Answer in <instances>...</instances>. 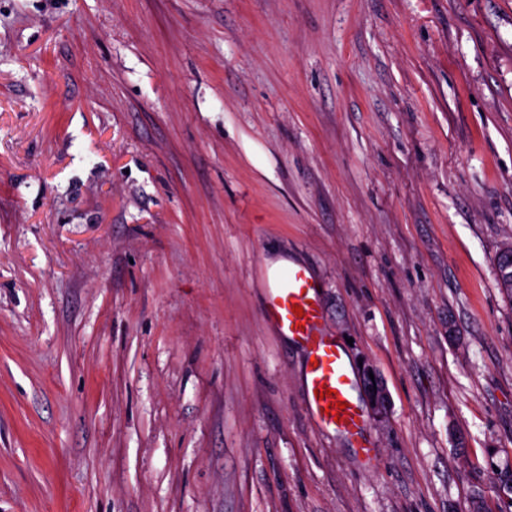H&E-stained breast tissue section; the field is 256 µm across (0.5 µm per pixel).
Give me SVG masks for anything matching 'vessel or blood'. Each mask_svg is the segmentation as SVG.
Instances as JSON below:
<instances>
[{
    "label": "vessel or blood",
    "instance_id": "obj_1",
    "mask_svg": "<svg viewBox=\"0 0 512 512\" xmlns=\"http://www.w3.org/2000/svg\"><path fill=\"white\" fill-rule=\"evenodd\" d=\"M264 317L281 335L304 345L312 363L306 372L308 412L323 426L349 436H359L365 427L364 413L354 395V380L347 360L324 330L321 285L301 264L281 268L267 289ZM332 397H325V390ZM343 403L340 416L328 411L331 402Z\"/></svg>",
    "mask_w": 512,
    "mask_h": 512
}]
</instances>
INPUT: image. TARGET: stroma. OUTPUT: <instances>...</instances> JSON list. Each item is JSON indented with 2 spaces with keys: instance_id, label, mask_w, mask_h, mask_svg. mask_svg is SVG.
I'll return each instance as SVG.
<instances>
[{
  "instance_id": "1",
  "label": "stroma",
  "mask_w": 512,
  "mask_h": 512,
  "mask_svg": "<svg viewBox=\"0 0 512 512\" xmlns=\"http://www.w3.org/2000/svg\"><path fill=\"white\" fill-rule=\"evenodd\" d=\"M509 239L512 0H0V512H512ZM288 264L291 262L282 258L267 260L269 271L281 269L266 291L264 317L281 335L302 343L307 351L308 412L323 426L358 437L365 427L364 413L354 395V379L347 360L336 341L324 330L321 284L306 266ZM292 304L303 308L304 317L293 313ZM299 323L304 324L305 331L299 330ZM311 359L318 366L313 365ZM326 388L335 390L332 397H325ZM320 393L324 395L322 400H319ZM335 402L347 403V407L339 411ZM330 404H334V408ZM325 408H329V414L324 413ZM336 412H339L340 422L334 420Z\"/></svg>"
}]
</instances>
